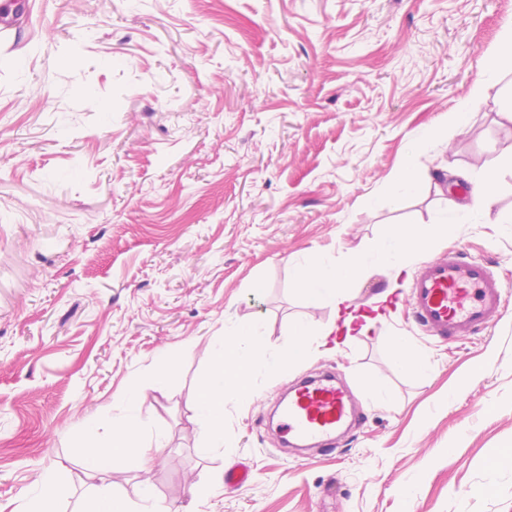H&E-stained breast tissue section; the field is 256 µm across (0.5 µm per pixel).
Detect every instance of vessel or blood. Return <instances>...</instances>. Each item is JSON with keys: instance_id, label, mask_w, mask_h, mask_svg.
I'll list each match as a JSON object with an SVG mask.
<instances>
[{"instance_id": "vessel-or-blood-1", "label": "vessel or blood", "mask_w": 512, "mask_h": 512, "mask_svg": "<svg viewBox=\"0 0 512 512\" xmlns=\"http://www.w3.org/2000/svg\"><path fill=\"white\" fill-rule=\"evenodd\" d=\"M507 293L490 265L452 249L416 270L408 306L426 334L459 339L488 327L502 312ZM359 422L347 389L326 371L291 388L279 429L289 446L326 449Z\"/></svg>"}]
</instances>
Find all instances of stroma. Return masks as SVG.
I'll return each instance as SVG.
<instances>
[{
  "label": "stroma",
  "instance_id": "1",
  "mask_svg": "<svg viewBox=\"0 0 512 512\" xmlns=\"http://www.w3.org/2000/svg\"><path fill=\"white\" fill-rule=\"evenodd\" d=\"M20 2L0 42V512H27L47 473L73 489L59 512L107 480L130 502L149 481L173 512H512V304L451 344L406 312L413 269L452 248L512 285V61L464 129L447 125L512 0ZM428 127L440 144L410 152ZM405 158L425 188L395 197ZM495 165L489 212L354 284L379 313L367 334L226 394L224 437L198 454L194 389L225 324L286 353L296 322L335 317L297 290L293 258L345 264L388 225L434 220L455 172ZM398 340L426 372L393 362ZM324 371L362 421L303 460L269 414ZM131 386L166 447L147 472H87L83 435L109 433ZM241 465L251 481L226 484Z\"/></svg>",
  "mask_w": 512,
  "mask_h": 512
}]
</instances>
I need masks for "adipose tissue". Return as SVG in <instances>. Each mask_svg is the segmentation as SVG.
<instances>
[{
  "label": "adipose tissue",
  "instance_id": "adipose-tissue-1",
  "mask_svg": "<svg viewBox=\"0 0 512 512\" xmlns=\"http://www.w3.org/2000/svg\"><path fill=\"white\" fill-rule=\"evenodd\" d=\"M506 56L512 57V31L503 36L498 54L487 57L481 79L471 86L456 111L450 114L449 126H465L471 110L483 100L488 88L497 84L501 61ZM497 178V168H485L482 177L471 184L470 204L464 205L452 199L438 222L391 225L370 249L352 255L347 267H338L332 261L317 256L294 259L296 288L306 295L327 300L336 310L344 311L342 325L331 324L317 330L309 323H297L291 330L287 354L271 359L265 356V342L258 327L225 326L223 336L213 339L207 346L211 368L198 382L194 393L195 412L207 432L216 438L224 434L226 393L248 394L256 377L269 374L284 364L308 358L313 351L314 339L325 340L337 330H351L355 320L349 311L352 283L378 264L390 263L397 269H406L415 252L447 237L463 216L488 209L493 202ZM138 399V391L131 389L126 392L123 409L112 416V431L108 438L99 439L92 429L86 432L89 445L82 458L85 469H96L99 462L104 461L116 471L134 458L140 461L142 469H149L153 460L152 449L164 447L166 438L152 433L150 423L136 409Z\"/></svg>",
  "mask_w": 512,
  "mask_h": 512
}]
</instances>
